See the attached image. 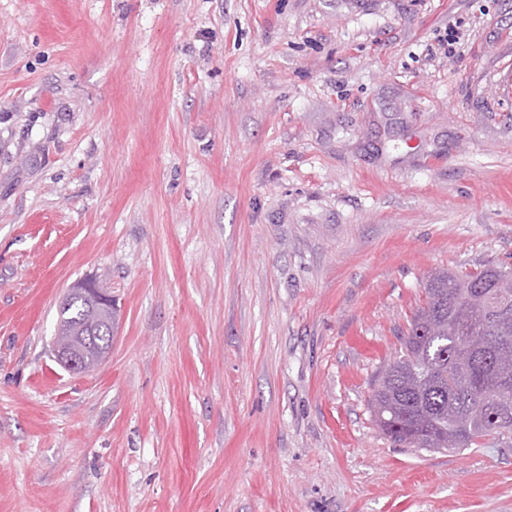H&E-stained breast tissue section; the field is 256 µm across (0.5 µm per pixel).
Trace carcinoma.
<instances>
[{
    "label": "carcinoma",
    "instance_id": "obj_1",
    "mask_svg": "<svg viewBox=\"0 0 512 512\" xmlns=\"http://www.w3.org/2000/svg\"><path fill=\"white\" fill-rule=\"evenodd\" d=\"M505 269L485 266L465 276L446 271L426 279L425 303L414 313L400 351L378 377L368 407L392 442L429 451L477 448L485 437L508 435L512 411L490 403L512 373L495 366L512 353V303L498 296ZM88 306L78 294L59 309L58 329L84 327Z\"/></svg>",
    "mask_w": 512,
    "mask_h": 512
}]
</instances>
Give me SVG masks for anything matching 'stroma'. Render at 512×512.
Masks as SVG:
<instances>
[{
  "label": "stroma",
  "instance_id": "35a3bbf8",
  "mask_svg": "<svg viewBox=\"0 0 512 512\" xmlns=\"http://www.w3.org/2000/svg\"><path fill=\"white\" fill-rule=\"evenodd\" d=\"M490 263L512 0H0V512H512V438L367 408L427 273ZM73 293L81 294L88 300L90 314L105 322L110 327L112 335V312H114L112 291L103 288L95 278L85 277L74 284L67 297ZM78 294L72 295L61 304L58 331H70L84 327L88 306ZM69 344L70 341L66 340L63 342V346L55 349L56 359L62 367L73 374H83L95 370L94 368H86L78 354L70 348Z\"/></svg>",
  "mask_w": 512,
  "mask_h": 512
}]
</instances>
